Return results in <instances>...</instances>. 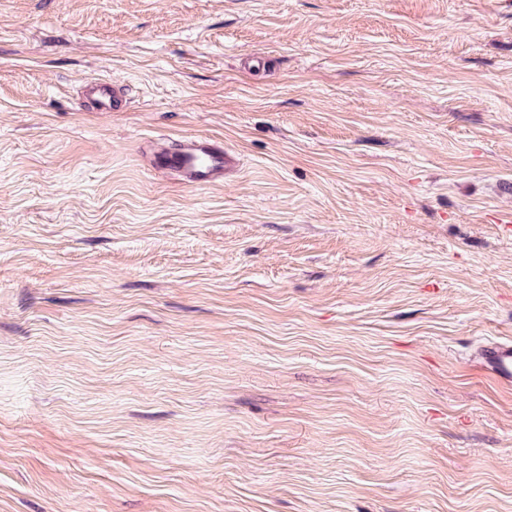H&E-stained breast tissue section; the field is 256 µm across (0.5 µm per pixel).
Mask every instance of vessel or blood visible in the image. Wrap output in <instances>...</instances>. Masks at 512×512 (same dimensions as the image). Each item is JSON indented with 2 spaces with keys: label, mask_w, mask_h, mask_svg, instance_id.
I'll list each match as a JSON object with an SVG mask.
<instances>
[{
  "label": "vessel or blood",
  "mask_w": 512,
  "mask_h": 512,
  "mask_svg": "<svg viewBox=\"0 0 512 512\" xmlns=\"http://www.w3.org/2000/svg\"><path fill=\"white\" fill-rule=\"evenodd\" d=\"M83 95L97 112H121L129 103L124 89L110 80L85 82ZM151 167L176 174L191 187H206L223 181L237 164L234 154L223 143L202 135L182 137L174 142L148 144ZM473 364L501 384L512 387V342L486 341L476 350Z\"/></svg>",
  "instance_id": "vessel-or-blood-1"
}]
</instances>
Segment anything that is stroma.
I'll return each mask as SVG.
<instances>
[{
    "mask_svg": "<svg viewBox=\"0 0 512 512\" xmlns=\"http://www.w3.org/2000/svg\"><path fill=\"white\" fill-rule=\"evenodd\" d=\"M492 338L512 0H0V512H512ZM83 95L91 103L94 112H123L129 103L124 88L110 80L85 82ZM150 166L176 174L191 187H206L223 182L237 158L224 144L202 135L181 137L174 143L156 142L146 146Z\"/></svg>",
    "mask_w": 512,
    "mask_h": 512,
    "instance_id": "35a3bbf8",
    "label": "stroma"
}]
</instances>
